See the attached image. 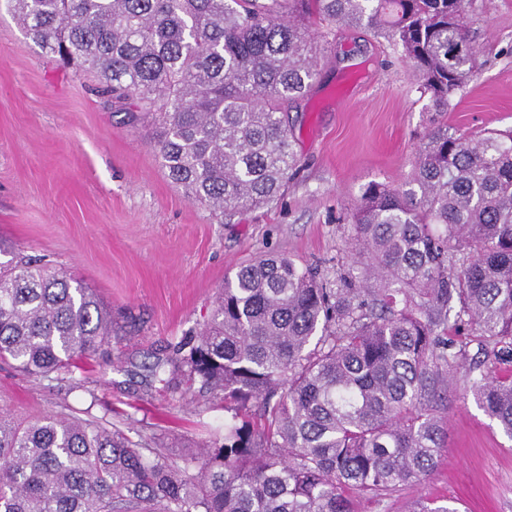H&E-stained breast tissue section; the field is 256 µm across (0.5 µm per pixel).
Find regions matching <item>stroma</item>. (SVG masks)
I'll return each instance as SVG.
<instances>
[{
  "label": "stroma",
  "mask_w": 512,
  "mask_h": 512,
  "mask_svg": "<svg viewBox=\"0 0 512 512\" xmlns=\"http://www.w3.org/2000/svg\"><path fill=\"white\" fill-rule=\"evenodd\" d=\"M478 70L448 113L462 133L512 129V0H465ZM411 66L387 38L339 28L319 75L290 110L299 169L269 205L218 218L175 187L143 128L123 125L94 78L55 59L0 11V245L95 289L124 327L111 354L64 380L0 365V411L33 419L90 409L170 444L224 435V413L154 387L151 365L207 320L227 278L266 253L318 267L350 260L361 189L411 173L437 122ZM448 446L417 483L364 512H419L452 500L464 512H512V441L463 380L448 388Z\"/></svg>",
  "instance_id": "1"
}]
</instances>
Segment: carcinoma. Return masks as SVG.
I'll return each mask as SVG.
<instances>
[{
    "label": "carcinoma",
    "mask_w": 512,
    "mask_h": 512,
    "mask_svg": "<svg viewBox=\"0 0 512 512\" xmlns=\"http://www.w3.org/2000/svg\"><path fill=\"white\" fill-rule=\"evenodd\" d=\"M27 38L92 72L184 194L232 216L273 202L298 160L289 104L317 75L316 37H387L434 112L475 73L463 0H6ZM347 266L267 255L224 283L204 327L153 375L208 395L218 438L172 462L163 443L90 415L0 412V512H359L430 474L464 373L512 441V133L424 136L401 185L367 184ZM475 325L506 375L465 365ZM112 308L21 252L0 261V360L63 380L112 347Z\"/></svg>",
    "instance_id": "1"
}]
</instances>
